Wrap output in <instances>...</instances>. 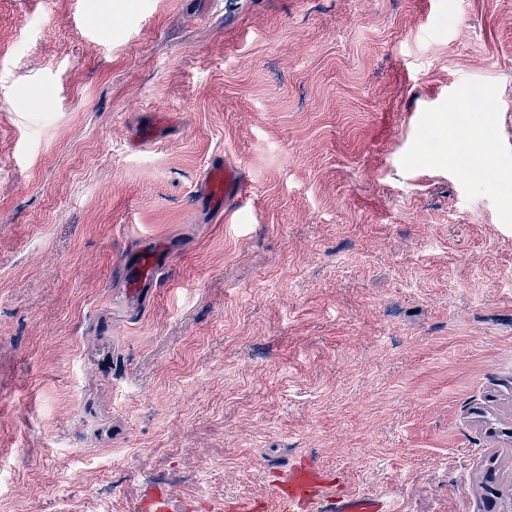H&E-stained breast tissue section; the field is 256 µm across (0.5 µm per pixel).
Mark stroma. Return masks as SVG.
I'll return each mask as SVG.
<instances>
[{
    "mask_svg": "<svg viewBox=\"0 0 512 512\" xmlns=\"http://www.w3.org/2000/svg\"><path fill=\"white\" fill-rule=\"evenodd\" d=\"M510 429L512 0H0V512H512ZM251 184L241 165L228 153L216 155L197 183V197L225 224L236 221L238 212L251 195ZM160 264L161 262L153 257L149 259L141 257L138 264L125 271L131 298L137 300L142 295L144 287L153 280ZM332 469L304 463L287 469L260 500L227 507L236 512H392L390 502L378 494L354 493L336 481Z\"/></svg>",
    "mask_w": 512,
    "mask_h": 512,
    "instance_id": "1",
    "label": "stroma"
}]
</instances>
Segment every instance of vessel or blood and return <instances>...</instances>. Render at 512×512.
I'll return each mask as SVG.
<instances>
[{"mask_svg":"<svg viewBox=\"0 0 512 512\" xmlns=\"http://www.w3.org/2000/svg\"><path fill=\"white\" fill-rule=\"evenodd\" d=\"M251 195V184L241 165L229 155H216L197 183V197L225 223H233ZM160 263L140 260L125 276L131 298H139ZM233 512H393L390 502L378 494L349 491L331 469L304 463L284 471L268 496L233 504Z\"/></svg>","mask_w":512,"mask_h":512,"instance_id":"1","label":"vessel or blood"}]
</instances>
